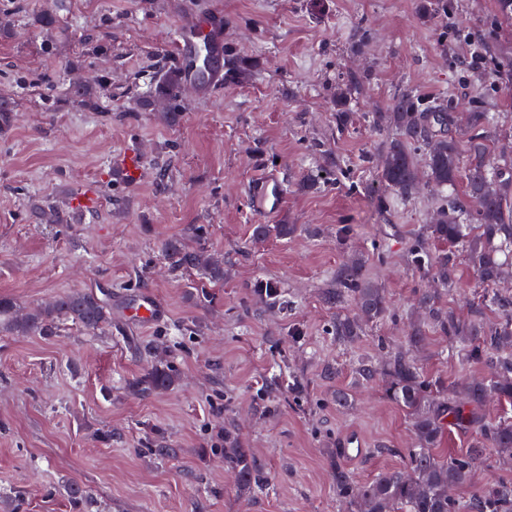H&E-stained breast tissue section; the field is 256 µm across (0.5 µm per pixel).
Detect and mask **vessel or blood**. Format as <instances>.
Masks as SVG:
<instances>
[{"mask_svg":"<svg viewBox=\"0 0 512 512\" xmlns=\"http://www.w3.org/2000/svg\"><path fill=\"white\" fill-rule=\"evenodd\" d=\"M174 49L182 81L201 90L215 85L224 75L227 49L221 17H214L200 28L190 21L183 23L176 32ZM250 192L254 209L266 215L279 212L285 203L284 185L273 174L255 179Z\"/></svg>","mask_w":512,"mask_h":512,"instance_id":"b4317fda","label":"vessel or blood"}]
</instances>
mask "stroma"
<instances>
[{
  "label": "stroma",
  "mask_w": 512,
  "mask_h": 512,
  "mask_svg": "<svg viewBox=\"0 0 512 512\" xmlns=\"http://www.w3.org/2000/svg\"><path fill=\"white\" fill-rule=\"evenodd\" d=\"M419 2L0 0V100L13 104L0 122V297L32 309L91 291L112 309L96 333L69 322L55 336L0 333V512H352L337 470L364 482L405 466L415 445L405 411L353 368L404 345L428 286L411 246L443 198L384 194L387 133L371 117L410 88L455 112L495 113L492 138L512 135V22L496 0H448L435 20ZM48 10L58 28L41 25ZM216 15L233 76L147 105L175 73L176 29ZM348 74L359 82L342 129L336 88ZM77 81L93 84L97 107L69 96ZM265 171L287 190L275 215L249 199ZM86 194L92 207L71 223L36 217L38 200L74 210ZM256 224L297 230L257 242ZM171 238L223 255V283L169 271ZM352 256L393 316L350 345L331 329L355 306L325 293ZM457 263V284L438 302L464 314L484 289L466 256ZM261 281L278 286L282 305L256 293ZM146 296L158 306L150 322L132 314ZM160 358L176 385L137 392ZM417 359L450 388L486 372L433 330ZM350 431L367 443L356 461L340 451ZM228 433L261 464L267 490L241 488L225 469ZM161 447L175 456H158ZM71 483L89 490L85 510Z\"/></svg>",
  "instance_id": "stroma-1"
}]
</instances>
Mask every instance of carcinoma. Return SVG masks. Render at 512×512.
Segmentation results:
<instances>
[{
    "mask_svg": "<svg viewBox=\"0 0 512 512\" xmlns=\"http://www.w3.org/2000/svg\"><path fill=\"white\" fill-rule=\"evenodd\" d=\"M378 128L392 131L383 147L385 157L380 180L386 190L406 200L419 188L415 154L426 152V176L437 186L452 187L465 176L468 204L448 199L436 222L428 225L427 237L412 248L414 261L422 266L435 286L446 291L457 282V253H466L469 265L485 288L486 306L499 310V318L488 323L484 308L474 307L460 318L437 305V292L424 289L418 298L423 322L413 326L407 346L389 353L383 367L369 360L358 363L357 377L371 382L385 378L386 396L403 408L419 447L407 450L408 470L387 469L368 482L357 485L346 472L336 470V493L356 507V512H512V483L491 480L468 497L456 490L471 484L473 471L495 451L512 456V421L486 422L479 416L488 398L512 401V295L503 285L512 280V172L499 165L491 150L487 129L496 123L491 112H471L466 141L457 136V125L448 106L430 102L409 88L400 90L387 112L373 115ZM465 156V173H460V156ZM55 224H68L70 215L50 202L36 207ZM296 231L294 224H257L255 239L270 234L286 239ZM440 245L429 252V243ZM164 256L175 270H198L212 283L224 281V263L181 240L164 243ZM326 300L340 305L355 303L362 319L336 318L333 333L341 343H352L363 335L362 321L374 322L390 314L382 289L367 282L357 263L343 265L336 274V287ZM110 319L108 305L92 292H73L24 314L17 313L12 299L0 297V325L17 336L52 335L63 320L96 332ZM432 328L449 339L466 344L465 360L478 361L489 376L470 379L459 401H448L442 382L429 380L414 355ZM172 366L158 360L136 382L143 394L164 392L174 386ZM463 429H474L471 448L460 455H440L447 420ZM224 464L244 487L267 489L264 471L234 437L224 434Z\"/></svg>",
    "mask_w": 512,
    "mask_h": 512,
    "instance_id": "obj_1",
    "label": "carcinoma"
}]
</instances>
